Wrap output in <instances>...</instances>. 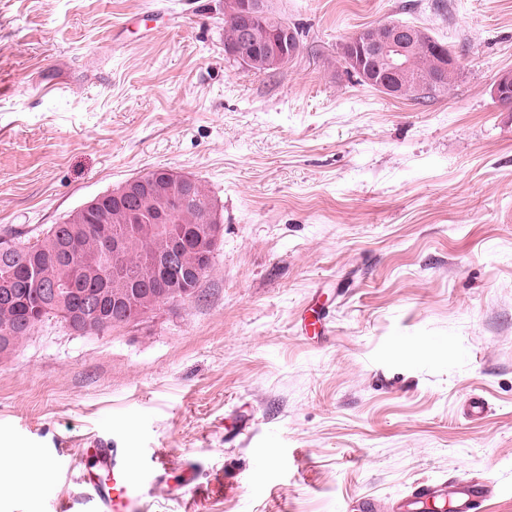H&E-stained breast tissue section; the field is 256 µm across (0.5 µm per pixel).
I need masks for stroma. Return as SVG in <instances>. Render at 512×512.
Instances as JSON below:
<instances>
[{
	"label": "stroma",
	"mask_w": 512,
	"mask_h": 512,
	"mask_svg": "<svg viewBox=\"0 0 512 512\" xmlns=\"http://www.w3.org/2000/svg\"><path fill=\"white\" fill-rule=\"evenodd\" d=\"M268 4L300 40L273 73L226 55L224 0H0V235L161 168L224 225L196 296L98 335L49 319L0 358V448L51 461L0 512H92L97 437L166 459L149 512H175L187 460L200 512H393L453 475L512 512V0ZM382 22L455 52L451 88L348 72L345 40Z\"/></svg>",
	"instance_id": "1"
}]
</instances>
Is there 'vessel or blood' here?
I'll return each mask as SVG.
<instances>
[{
  "instance_id": "b4317fda",
  "label": "vessel or blood",
  "mask_w": 512,
  "mask_h": 512,
  "mask_svg": "<svg viewBox=\"0 0 512 512\" xmlns=\"http://www.w3.org/2000/svg\"><path fill=\"white\" fill-rule=\"evenodd\" d=\"M87 464L79 481L94 512H148L154 484L164 482V460H145L141 449L114 448L104 440L83 449ZM490 492L474 478L456 476L436 483L419 482L394 507L395 512H423L437 502H448L454 512H484Z\"/></svg>"
}]
</instances>
